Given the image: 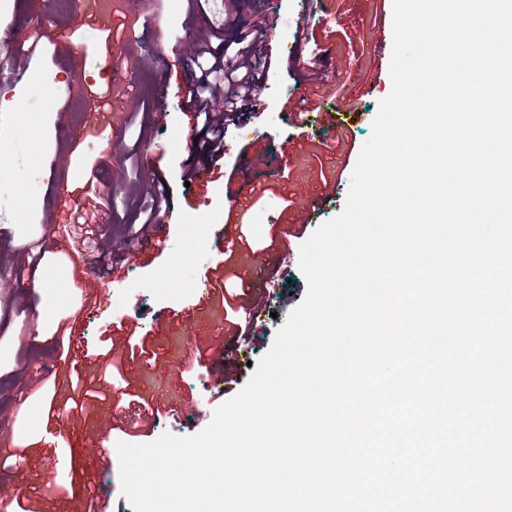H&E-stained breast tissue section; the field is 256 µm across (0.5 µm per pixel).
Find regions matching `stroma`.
I'll return each instance as SVG.
<instances>
[{"label":"stroma","mask_w":512,"mask_h":512,"mask_svg":"<svg viewBox=\"0 0 512 512\" xmlns=\"http://www.w3.org/2000/svg\"><path fill=\"white\" fill-rule=\"evenodd\" d=\"M10 2L8 18H0V50L15 56L27 75L0 83V93L17 105L0 112L10 162L0 174V213L10 218L0 223V270L15 275L11 287H0V423L22 437L1 440L0 451L22 449L26 456L10 464L5 478L18 485L24 507L69 512L85 494L66 464L71 458L105 491L110 512H133L121 493L118 464L101 469L82 456V444L113 414L119 418L117 442L131 426L151 442L166 432L190 436L211 422L226 400L208 383L217 363L189 359L176 312L194 310L202 346L222 327L227 366L241 382L249 381L253 363L268 353L290 309L305 297L297 252L317 226L341 213L378 102L391 90L390 61L375 56L373 45L382 36L376 20L391 13L392 0H314L315 18L302 31L297 0H208L201 10L184 2L176 11L156 0L152 33L144 29L135 0ZM257 19L266 22L272 48L255 87L261 104L229 124L222 168L201 192L185 184L189 166L199 161L185 94L200 75L193 63L195 38L215 28L213 48L232 45ZM340 62L349 66L341 75L335 72ZM289 86L296 98L315 99L316 109L299 120L290 115ZM324 111L343 113L342 126L324 122ZM117 122L126 136L110 156L106 148ZM291 142L297 149L290 155ZM59 152L66 165L49 167L46 157ZM146 155L155 161L158 180H149L141 165ZM103 156L108 164L101 166L99 186L112 201V221L101 245L90 251L74 234L58 193L67 191L80 205L87 173ZM140 182L169 202L164 249L147 266L127 260L136 245L127 229L140 220ZM308 206L312 222L292 232L293 254L280 263L283 226ZM230 211L245 226L235 252L221 258L210 243ZM259 252L266 267L253 262ZM117 262L127 265L120 281L105 273ZM208 273L213 291L202 304L198 286ZM89 275L104 290L126 294L124 319L145 334V354L131 355L128 337L113 332L110 311L81 309L78 284ZM226 295L245 307L265 301L264 312L250 321L249 340L237 337V316L222 303ZM280 296L287 306H278ZM68 320L73 329L66 351L53 334ZM104 343L123 363L113 387H101L83 410H70L68 376L95 378L96 352ZM125 391L142 396V403L122 400ZM44 430L58 436L60 463L49 477L39 466Z\"/></svg>","instance_id":"stroma-1"}]
</instances>
